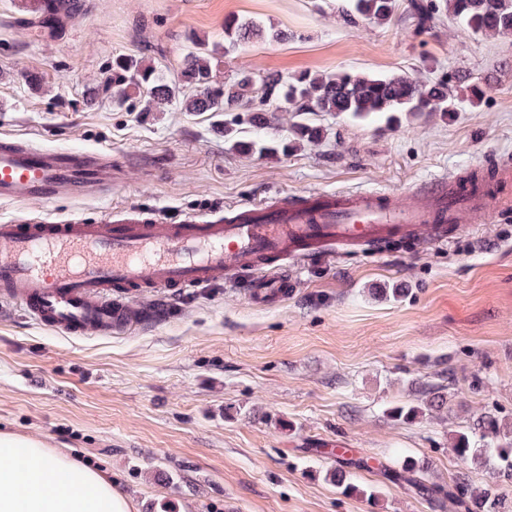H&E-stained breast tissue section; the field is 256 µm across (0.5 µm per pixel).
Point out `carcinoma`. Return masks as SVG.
<instances>
[{"instance_id": "1", "label": "carcinoma", "mask_w": 512, "mask_h": 512, "mask_svg": "<svg viewBox=\"0 0 512 512\" xmlns=\"http://www.w3.org/2000/svg\"><path fill=\"white\" fill-rule=\"evenodd\" d=\"M39 23L55 28L62 16L83 9L82 0H24ZM354 13L381 23L391 21L398 12L410 16L420 28L430 26L440 10L471 36L512 33V0H443V5L423 0H350ZM264 35L263 27L236 18L224 21V37L229 44L248 42ZM219 53L201 45L184 56L176 81L157 73L142 56H126L112 61V76L106 87L112 98L123 104L131 98L145 99V110L178 103L187 112H249L251 123L261 122L260 112L278 102L293 112H336L353 118L384 117L387 122L415 120L425 113L443 116L458 110L468 99L473 105L484 95L482 87L467 82L455 71L440 79L421 80L408 74H370L339 71L335 74L306 72L292 80L276 74L263 78L241 72L234 78L220 77ZM293 134L314 143L320 129L305 123L292 125ZM235 150L250 154H270L275 144L263 140H232ZM451 451L462 462L473 460L488 468L494 482L479 492L472 489L465 474L444 487L428 477L429 465L402 453L384 465V474L414 495L442 510L450 502L465 512H512V425L496 414L480 417L470 432L455 434ZM368 467L364 459H348L331 472L336 488L345 495L357 494L351 469Z\"/></svg>"}]
</instances>
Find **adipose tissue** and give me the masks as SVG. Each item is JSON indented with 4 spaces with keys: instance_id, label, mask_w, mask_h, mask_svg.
Returning <instances> with one entry per match:
<instances>
[{
    "instance_id": "obj_1",
    "label": "adipose tissue",
    "mask_w": 512,
    "mask_h": 512,
    "mask_svg": "<svg viewBox=\"0 0 512 512\" xmlns=\"http://www.w3.org/2000/svg\"><path fill=\"white\" fill-rule=\"evenodd\" d=\"M0 512H137L111 473L47 447L0 433Z\"/></svg>"
}]
</instances>
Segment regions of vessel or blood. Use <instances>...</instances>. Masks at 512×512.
Listing matches in <instances>:
<instances>
[{
	"instance_id": "vessel-or-blood-1",
	"label": "vessel or blood",
	"mask_w": 512,
	"mask_h": 512,
	"mask_svg": "<svg viewBox=\"0 0 512 512\" xmlns=\"http://www.w3.org/2000/svg\"><path fill=\"white\" fill-rule=\"evenodd\" d=\"M111 169L106 154L47 152L0 136L1 201H50L72 183L106 195ZM510 208L512 199L494 194L489 180L451 188L436 178L407 202L374 189L308 192L279 207L246 204L230 220L215 211L167 224L139 209L95 223L18 216L0 222V302L64 336L142 325L125 297L148 289L178 294L224 276L268 305L288 291L287 276L274 270L288 257L340 245L379 248L398 236L443 242L461 229V212L482 217Z\"/></svg>"
}]
</instances>
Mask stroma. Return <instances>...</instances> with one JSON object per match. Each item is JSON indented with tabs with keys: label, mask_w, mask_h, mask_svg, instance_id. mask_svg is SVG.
<instances>
[{
	"label": "stroma",
	"mask_w": 512,
	"mask_h": 512,
	"mask_svg": "<svg viewBox=\"0 0 512 512\" xmlns=\"http://www.w3.org/2000/svg\"><path fill=\"white\" fill-rule=\"evenodd\" d=\"M348 0H83L47 32L18 0H0V134L53 151L106 150L112 192L0 203V219H100L144 209L177 221L245 201L307 191L377 188L407 198L418 183L455 179L487 161L512 163V34L471 37L442 16L416 30L344 12ZM277 31L224 49L223 77L339 70L422 78L465 72L486 85L478 105L394 125L307 114L322 142L243 154L224 138L254 137L243 112H143L94 92L115 56L138 53L175 75L197 44L224 39L225 18ZM42 77L29 86L25 73ZM279 305L252 304L220 283L187 290L158 324L63 336L0 310V432L37 438L112 471L139 512H436L381 473L394 449L448 483L491 480L451 452L484 412L512 419V209L438 244L393 241L288 264ZM441 390L445 408L426 406ZM419 414L398 422L391 407ZM349 443L367 457L345 496L329 481Z\"/></svg>",
	"instance_id": "stroma-1"
}]
</instances>
